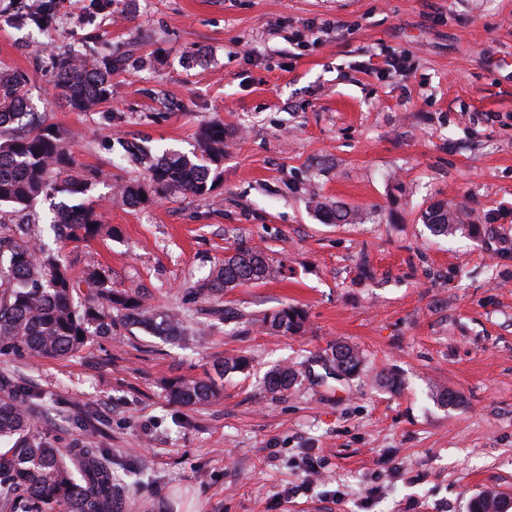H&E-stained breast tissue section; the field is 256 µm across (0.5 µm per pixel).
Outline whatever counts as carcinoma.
I'll return each instance as SVG.
<instances>
[{"mask_svg": "<svg viewBox=\"0 0 512 512\" xmlns=\"http://www.w3.org/2000/svg\"><path fill=\"white\" fill-rule=\"evenodd\" d=\"M55 0H38L31 21L45 27L54 17ZM55 86L74 112H90L105 101L112 88V57L98 58L78 51L50 56ZM23 76L0 68V220L4 209L28 210L41 198L64 199L53 204V228L87 240L97 236L103 221L93 201L76 203L102 176L79 172L58 129L30 111ZM224 123L211 121L200 132L193 156L154 155L145 147L127 145L125 156L141 165L147 181L129 180L117 187L125 204L141 207L171 194L203 196L216 182L215 168L224 159ZM439 236L457 231L476 234L475 224L462 223L461 214L445 204L432 205L422 216ZM271 274L269 258L260 249L239 244L224 263L195 283L197 292L218 298L228 288L262 282ZM84 281L97 291L94 300H77L79 283L65 262L22 237L0 239V354L26 353L64 358L80 351L92 337L110 336L113 328L139 327L157 336L188 341L192 331L186 317L155 314L143 299L114 290L103 268L87 270ZM304 310L284 304L265 315L268 334L300 332ZM336 371L361 373L364 358L357 348L338 342L331 348ZM293 364H278L266 372L263 386L276 395L300 383ZM167 395L183 406L207 405L219 398L211 380L183 377L166 384ZM30 406H47L45 398L19 386L5 385L0 397V512H121L131 486L118 482L105 449L88 440L74 448H57L32 421ZM470 512H507L495 492L482 491L470 502Z\"/></svg>", "mask_w": 512, "mask_h": 512, "instance_id": "cac0c4a2", "label": "carcinoma"}]
</instances>
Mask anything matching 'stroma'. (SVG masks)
<instances>
[{
	"label": "stroma",
	"instance_id": "stroma-1",
	"mask_svg": "<svg viewBox=\"0 0 512 512\" xmlns=\"http://www.w3.org/2000/svg\"><path fill=\"white\" fill-rule=\"evenodd\" d=\"M34 2L0 0V68L25 75L78 167L103 171L90 196L113 231L59 238L42 202L32 243L75 279L108 268L113 288L206 326L184 344L121 327L65 358L0 355V385L47 399L35 422L54 445L107 449L138 485L127 512H468L486 489L512 502V0H114L102 14L58 0L44 29L24 15ZM71 45L116 62L90 112L52 81L49 48ZM209 121L227 135L211 194L114 198L145 176L124 142L187 154ZM317 200L358 223H322ZM434 203L490 233L431 235ZM241 242L271 276L196 296ZM284 303L306 311L304 333L264 330ZM339 341L364 352L359 377L330 374ZM238 355L249 370L219 374ZM295 361L300 384L268 394L265 372ZM181 377L215 379L220 399L170 401Z\"/></svg>",
	"mask_w": 512,
	"mask_h": 512
}]
</instances>
